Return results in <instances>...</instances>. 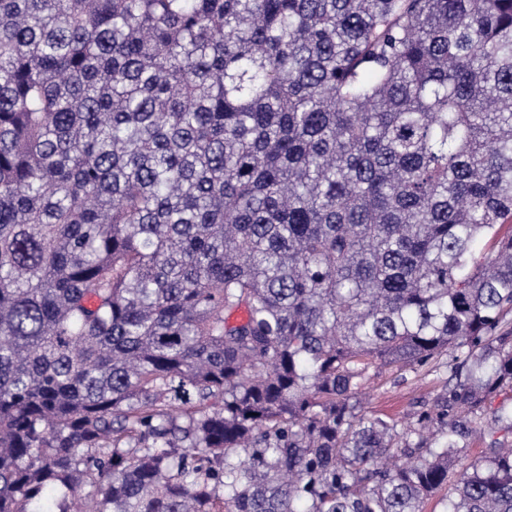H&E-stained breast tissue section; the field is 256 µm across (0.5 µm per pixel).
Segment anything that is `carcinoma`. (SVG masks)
I'll return each instance as SVG.
<instances>
[{"mask_svg":"<svg viewBox=\"0 0 512 512\" xmlns=\"http://www.w3.org/2000/svg\"><path fill=\"white\" fill-rule=\"evenodd\" d=\"M82 491L512 512V0H0V512ZM441 376L395 370L371 376L363 400L364 413L388 414L401 423L410 421L424 404L431 405L440 390Z\"/></svg>","mask_w":512,"mask_h":512,"instance_id":"1","label":"carcinoma"}]
</instances>
